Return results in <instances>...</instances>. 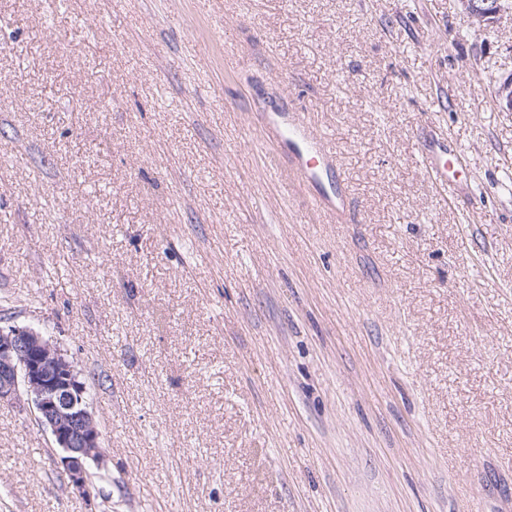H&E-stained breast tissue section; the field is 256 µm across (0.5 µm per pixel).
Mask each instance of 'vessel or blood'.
<instances>
[{
  "instance_id": "vessel-or-blood-1",
  "label": "vessel or blood",
  "mask_w": 512,
  "mask_h": 512,
  "mask_svg": "<svg viewBox=\"0 0 512 512\" xmlns=\"http://www.w3.org/2000/svg\"><path fill=\"white\" fill-rule=\"evenodd\" d=\"M261 127L267 142L288 148V163L279 170V178L294 175L318 185L319 191L313 198L317 209L333 216L341 214L345 190L328 135L313 129L297 112L265 115ZM420 154L426 171L432 173L438 186L449 189L448 168L459 162L462 150L435 141L421 144Z\"/></svg>"
}]
</instances>
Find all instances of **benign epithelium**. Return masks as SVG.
I'll use <instances>...</instances> for the list:
<instances>
[{"mask_svg":"<svg viewBox=\"0 0 512 512\" xmlns=\"http://www.w3.org/2000/svg\"><path fill=\"white\" fill-rule=\"evenodd\" d=\"M462 4L480 26L512 24V7L502 0H462ZM495 98L499 107L512 112V80L499 84ZM21 388L60 451L68 484L89 495V464L101 463L105 451L79 372L59 345L36 330L0 328V402L14 399Z\"/></svg>","mask_w":512,"mask_h":512,"instance_id":"7a95c632","label":"benign epithelium"}]
</instances>
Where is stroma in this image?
I'll list each match as a JSON object with an SVG mask.
<instances>
[{"label":"stroma","instance_id":"35a3bbf8","mask_svg":"<svg viewBox=\"0 0 512 512\" xmlns=\"http://www.w3.org/2000/svg\"><path fill=\"white\" fill-rule=\"evenodd\" d=\"M511 75L460 0H0V326L105 450L83 496L1 403L0 512H512ZM298 111L353 220L279 181ZM419 149L425 170L432 173L441 189L445 192L448 190V198L454 199V188L448 180V166L458 164L463 155L462 150L453 148L446 141L423 143Z\"/></svg>","mask_w":512,"mask_h":512}]
</instances>
